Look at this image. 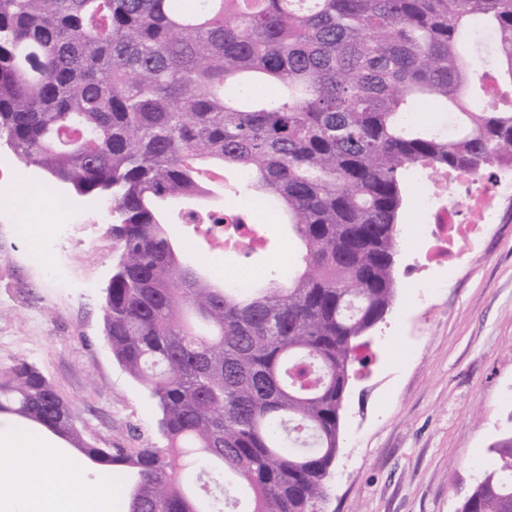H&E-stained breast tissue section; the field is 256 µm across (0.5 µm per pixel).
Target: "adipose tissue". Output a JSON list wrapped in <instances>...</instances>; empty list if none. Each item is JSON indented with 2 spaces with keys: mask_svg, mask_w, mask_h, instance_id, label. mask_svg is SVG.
Here are the masks:
<instances>
[{
  "mask_svg": "<svg viewBox=\"0 0 512 512\" xmlns=\"http://www.w3.org/2000/svg\"><path fill=\"white\" fill-rule=\"evenodd\" d=\"M0 459L10 462V478L0 479V512H112V494L104 483L86 479L82 470L61 469L57 446L47 435L22 428L0 431ZM37 471L53 484L46 496L42 485L27 482Z\"/></svg>",
  "mask_w": 512,
  "mask_h": 512,
  "instance_id": "obj_1",
  "label": "adipose tissue"
}]
</instances>
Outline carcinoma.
I'll list each match as a JSON object with an SVG mask.
<instances>
[{
	"mask_svg": "<svg viewBox=\"0 0 512 512\" xmlns=\"http://www.w3.org/2000/svg\"><path fill=\"white\" fill-rule=\"evenodd\" d=\"M512 0H0V144L112 200L104 337L162 447L99 448L35 366L0 418L123 470L128 512H322L352 363L395 297L401 180L512 162ZM451 114L450 136L415 118ZM269 202L300 248L258 288L184 265L166 224L216 194ZM461 512H512V436Z\"/></svg>",
	"mask_w": 512,
	"mask_h": 512,
	"instance_id": "1",
	"label": "carcinoma"
}]
</instances>
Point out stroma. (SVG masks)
I'll return each mask as SVG.
<instances>
[{
	"label": "stroma",
	"mask_w": 512,
	"mask_h": 512,
	"mask_svg": "<svg viewBox=\"0 0 512 512\" xmlns=\"http://www.w3.org/2000/svg\"><path fill=\"white\" fill-rule=\"evenodd\" d=\"M54 196L74 208L48 239L26 237L17 202L0 206V371L22 360L37 367L98 447H132V426L160 443L157 406L103 337L117 254L102 220L111 202L60 187ZM421 196L405 175L396 298L353 365L324 512H459L490 448L512 435V201L477 252L449 253L436 267L413 241ZM170 233L187 262L238 274L240 262L192 225ZM424 278L439 283L426 296Z\"/></svg>",
	"instance_id": "stroma-1"
}]
</instances>
